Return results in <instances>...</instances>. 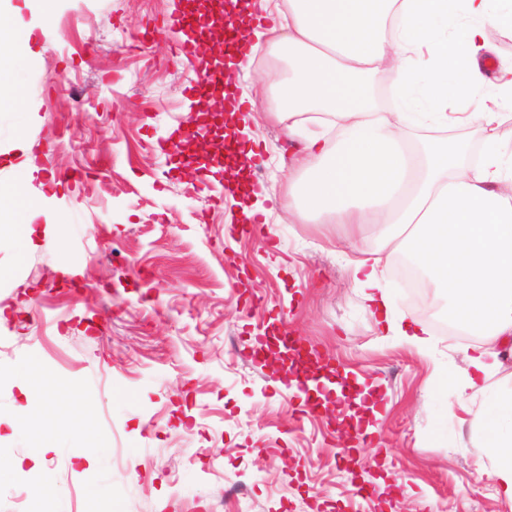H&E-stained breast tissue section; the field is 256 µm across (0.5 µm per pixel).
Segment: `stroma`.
<instances>
[{"mask_svg":"<svg viewBox=\"0 0 512 512\" xmlns=\"http://www.w3.org/2000/svg\"><path fill=\"white\" fill-rule=\"evenodd\" d=\"M186 3L47 0L23 14L33 55L0 66V179L23 140L60 184L32 188L48 224L28 255L0 213V512H512L476 471L456 390L437 385L480 342L437 329L440 289L419 292L422 315L383 274L423 354L384 335L352 284L347 262L374 240L279 209L245 233L223 167L184 179L173 143L208 132L196 59L167 30ZM268 83L258 58L230 95L255 103L246 167L277 195L293 143ZM266 336L368 387V442L339 447L328 414L258 358Z\"/></svg>","mask_w":512,"mask_h":512,"instance_id":"stroma-1","label":"stroma"}]
</instances>
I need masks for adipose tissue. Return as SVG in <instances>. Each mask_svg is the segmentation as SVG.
<instances>
[{
  "instance_id": "1",
  "label": "adipose tissue",
  "mask_w": 512,
  "mask_h": 512,
  "mask_svg": "<svg viewBox=\"0 0 512 512\" xmlns=\"http://www.w3.org/2000/svg\"><path fill=\"white\" fill-rule=\"evenodd\" d=\"M265 58L286 61L287 73L268 93V107L299 137L306 183L289 182L280 196L251 193L253 213L309 211L344 224L350 237L373 231V261L355 260L351 279L379 316L384 332L421 346L419 328L393 314L381 286L382 265L405 252L430 287L448 298L450 322L483 336L456 379L481 403L471 413L476 447L491 461L496 491L512 501V389L489 386L500 367L496 344L512 339V153L499 130L512 106V68L489 86L483 60L488 27L512 32V0H284L254 20ZM391 74L392 110L378 109L370 78ZM325 130L304 131L311 115ZM484 132L480 166L459 163L461 144L449 135L459 121ZM431 130L422 155L405 143L409 122ZM31 147L17 143L16 178L0 185V206L20 216L21 243L34 246L42 211L27 193L39 168Z\"/></svg>"
}]
</instances>
